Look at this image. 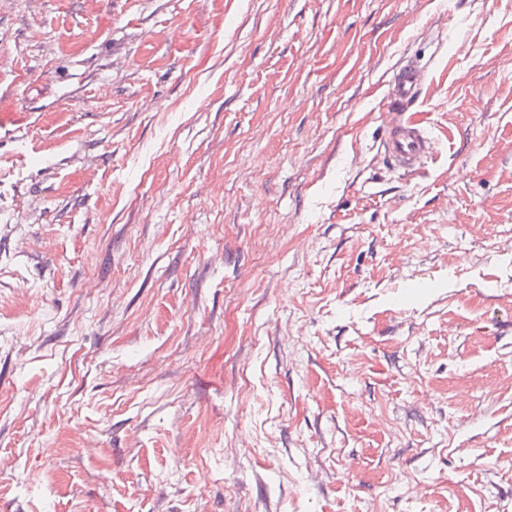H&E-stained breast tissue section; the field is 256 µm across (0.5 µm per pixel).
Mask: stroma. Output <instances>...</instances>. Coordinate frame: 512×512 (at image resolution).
Instances as JSON below:
<instances>
[{
	"mask_svg": "<svg viewBox=\"0 0 512 512\" xmlns=\"http://www.w3.org/2000/svg\"><path fill=\"white\" fill-rule=\"evenodd\" d=\"M0 512H512V0H0ZM424 77L415 61L404 60L389 80L382 107L388 118L384 154L394 167L404 171L418 170L435 151V142L424 126L407 115L420 96Z\"/></svg>",
	"mask_w": 512,
	"mask_h": 512,
	"instance_id": "obj_1",
	"label": "stroma"
}]
</instances>
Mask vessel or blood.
<instances>
[{
	"label": "vessel or blood",
	"mask_w": 512,
	"mask_h": 512,
	"mask_svg": "<svg viewBox=\"0 0 512 512\" xmlns=\"http://www.w3.org/2000/svg\"><path fill=\"white\" fill-rule=\"evenodd\" d=\"M423 69L404 60L394 71L382 107L387 116L383 140L384 154L397 169L414 171L434 153L435 142L424 126L411 118L424 83Z\"/></svg>",
	"instance_id": "obj_1"
}]
</instances>
